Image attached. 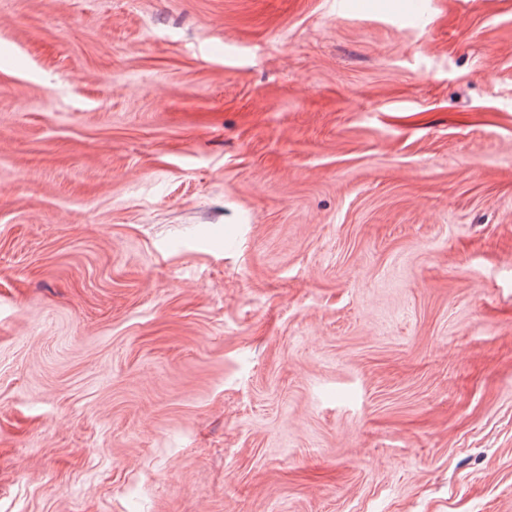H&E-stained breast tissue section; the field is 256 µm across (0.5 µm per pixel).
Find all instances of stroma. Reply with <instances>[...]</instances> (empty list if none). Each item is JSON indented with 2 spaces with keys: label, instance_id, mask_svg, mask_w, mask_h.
<instances>
[{
  "label": "stroma",
  "instance_id": "1",
  "mask_svg": "<svg viewBox=\"0 0 512 512\" xmlns=\"http://www.w3.org/2000/svg\"><path fill=\"white\" fill-rule=\"evenodd\" d=\"M0 0V512H512V0Z\"/></svg>",
  "mask_w": 512,
  "mask_h": 512
}]
</instances>
